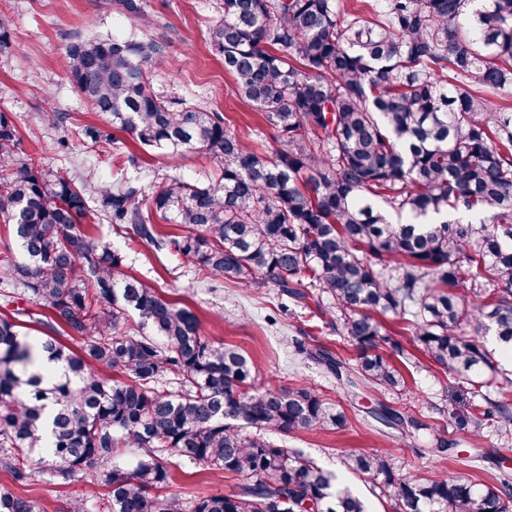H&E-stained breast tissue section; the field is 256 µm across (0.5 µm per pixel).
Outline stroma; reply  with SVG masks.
Instances as JSON below:
<instances>
[{"instance_id":"1","label":"stroma","mask_w":512,"mask_h":512,"mask_svg":"<svg viewBox=\"0 0 512 512\" xmlns=\"http://www.w3.org/2000/svg\"><path fill=\"white\" fill-rule=\"evenodd\" d=\"M220 2L145 0L154 20L152 34L168 41L165 54L151 67L153 88L172 95H193L206 110L221 113L232 132L263 151H272L275 143L271 126L262 113L236 95L232 78L225 73L223 61L213 53L207 40L210 28L222 14ZM0 11L12 16L18 45L17 51L0 54V110L10 113L20 133L25 135L26 152L36 164L52 167L72 178L82 177L89 168L100 175H111L117 161L115 150L91 146L81 130L91 125L111 131L121 144L128 137L112 129L108 116L93 110L80 96L64 73L61 58L73 37H104L129 27V20L116 11L115 0H0ZM48 105L67 113L63 128H42L41 110ZM63 137L68 140L64 149L58 145ZM138 155L140 164L127 167L125 176L148 194L169 176L180 174L189 180H202L210 171L209 161L201 156L182 165L155 148L139 150ZM124 255L129 274L197 313L202 333L209 342L236 346L254 360L255 388L310 386L343 408L347 416L345 429L289 435L272 432L268 438L337 473L340 483L354 487L375 512H391V508L379 488L344 469L343 451L386 456L401 473L441 470L477 483L491 473L512 475V435L504 437L488 428L475 439L460 424L473 406L487 399H499V383L478 391L424 358L404 371L408 391L348 395L330 373L306 355L307 350L315 348L329 349L352 361L359 355L353 342L313 318L316 304L304 308L287 303L288 310L283 313L278 306L285 303L284 297L273 285L250 288L228 282L223 287L210 288L193 267L171 261L144 243L133 244L125 249ZM297 339L304 342L305 352L294 348ZM381 403L413 413L433 433L453 444L457 457L429 455L412 447L409 440L382 433L380 424L370 414ZM172 471V490L187 505L196 496L224 494L236 488L234 480L202 470L185 458H174ZM29 490L43 512H56L59 502L66 498L84 500L87 512H99L104 493L91 473L68 485L38 475Z\"/></svg>"}]
</instances>
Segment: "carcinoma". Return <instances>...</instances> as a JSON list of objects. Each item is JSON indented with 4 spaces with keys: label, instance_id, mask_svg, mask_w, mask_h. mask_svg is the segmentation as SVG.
<instances>
[{
    "label": "carcinoma",
    "instance_id": "cac0c4a2",
    "mask_svg": "<svg viewBox=\"0 0 512 512\" xmlns=\"http://www.w3.org/2000/svg\"><path fill=\"white\" fill-rule=\"evenodd\" d=\"M117 3L130 28L73 41L63 70L133 143L202 154L215 177H172L149 197L95 172L77 184L33 165L0 112V220L12 233L0 242V296L7 307L27 294L41 309L0 314V471L27 485L35 453L60 484L94 472L101 512H185L177 495H156L178 456L238 481L191 512H371L335 474L264 438L342 429L340 405L311 387H253L248 356L206 341L191 309L126 274L121 250L81 220L102 217L211 282L273 284L295 300L318 290L330 299L318 310L361 354L353 364L324 349L308 356L353 396L406 386L379 352L377 316L388 314L444 369L509 381L480 337L512 357V113L492 100L512 93V0H382L372 22L341 0H223L208 41L271 125V157L220 113L155 92L164 46L149 34L154 20L138 0ZM12 34L0 12V54L15 48ZM156 218L182 234L164 236ZM26 317L40 335L24 332ZM371 414L415 443L427 428L385 406ZM471 422L475 435L487 423L511 431L512 404L477 405ZM342 463L392 512H512L509 476L421 477L361 452ZM0 512L41 509L3 488Z\"/></svg>",
    "mask_w": 512,
    "mask_h": 512
}]
</instances>
